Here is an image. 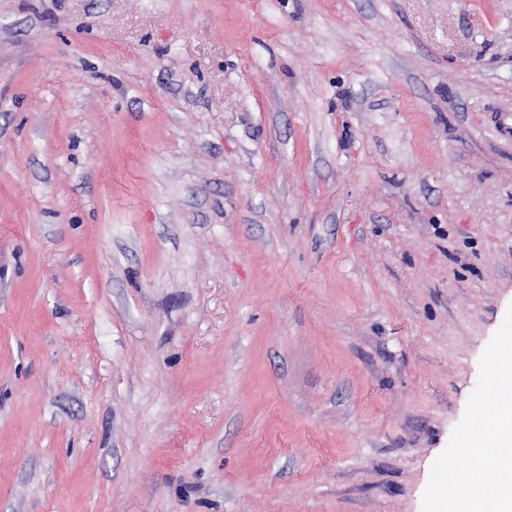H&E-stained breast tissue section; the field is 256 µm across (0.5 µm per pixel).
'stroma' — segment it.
<instances>
[{
    "label": "stroma",
    "instance_id": "stroma-1",
    "mask_svg": "<svg viewBox=\"0 0 512 512\" xmlns=\"http://www.w3.org/2000/svg\"><path fill=\"white\" fill-rule=\"evenodd\" d=\"M512 306V0H0V512H422Z\"/></svg>",
    "mask_w": 512,
    "mask_h": 512
}]
</instances>
